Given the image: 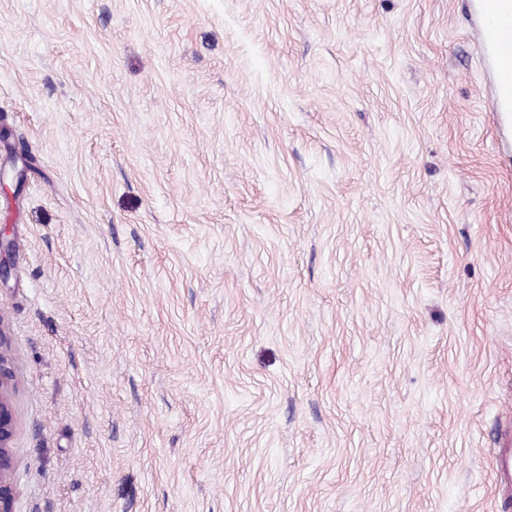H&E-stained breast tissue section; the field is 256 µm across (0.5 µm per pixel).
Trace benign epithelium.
Here are the masks:
<instances>
[{
    "label": "benign epithelium",
    "instance_id": "obj_1",
    "mask_svg": "<svg viewBox=\"0 0 512 512\" xmlns=\"http://www.w3.org/2000/svg\"><path fill=\"white\" fill-rule=\"evenodd\" d=\"M15 385L3 329L0 328V512H14L16 457L13 441L16 423L12 394Z\"/></svg>",
    "mask_w": 512,
    "mask_h": 512
}]
</instances>
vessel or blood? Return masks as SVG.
Returning <instances> with one entry per match:
<instances>
[{
	"label": "vessel or blood",
	"instance_id": "1",
	"mask_svg": "<svg viewBox=\"0 0 512 512\" xmlns=\"http://www.w3.org/2000/svg\"><path fill=\"white\" fill-rule=\"evenodd\" d=\"M480 39L495 76L492 107L502 122H512V0H478Z\"/></svg>",
	"mask_w": 512,
	"mask_h": 512
}]
</instances>
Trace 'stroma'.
<instances>
[{
    "label": "stroma",
    "mask_w": 512,
    "mask_h": 512,
    "mask_svg": "<svg viewBox=\"0 0 512 512\" xmlns=\"http://www.w3.org/2000/svg\"><path fill=\"white\" fill-rule=\"evenodd\" d=\"M472 0H0L16 512H503L512 125Z\"/></svg>",
    "instance_id": "stroma-1"
}]
</instances>
